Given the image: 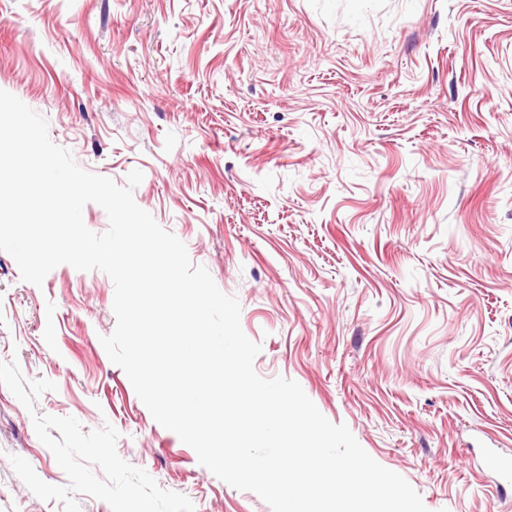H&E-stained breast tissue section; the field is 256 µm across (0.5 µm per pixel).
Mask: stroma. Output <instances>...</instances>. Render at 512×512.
I'll return each instance as SVG.
<instances>
[{"instance_id":"stroma-1","label":"stroma","mask_w":512,"mask_h":512,"mask_svg":"<svg viewBox=\"0 0 512 512\" xmlns=\"http://www.w3.org/2000/svg\"><path fill=\"white\" fill-rule=\"evenodd\" d=\"M0 90L236 297L265 379L296 381L429 512H512V0H0ZM114 284L42 286L0 252V512H62L32 415L111 423L195 512H271L158 424L100 339Z\"/></svg>"}]
</instances>
